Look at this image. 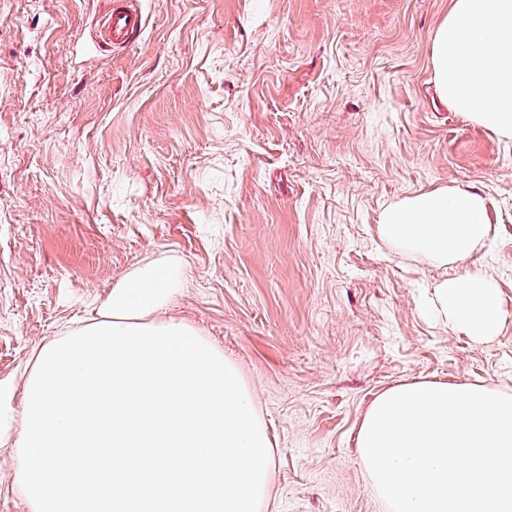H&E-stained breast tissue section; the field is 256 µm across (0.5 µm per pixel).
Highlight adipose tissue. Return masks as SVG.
Returning a JSON list of instances; mask_svg holds the SVG:
<instances>
[{
  "label": "adipose tissue",
  "instance_id": "adipose-tissue-1",
  "mask_svg": "<svg viewBox=\"0 0 512 512\" xmlns=\"http://www.w3.org/2000/svg\"><path fill=\"white\" fill-rule=\"evenodd\" d=\"M433 80L450 107L502 139H512V0H450L431 43ZM380 237L401 255L453 266L490 245L486 198L460 186L436 187L383 210ZM438 319L477 343L501 332L505 311L497 282L475 268L439 283Z\"/></svg>",
  "mask_w": 512,
  "mask_h": 512
}]
</instances>
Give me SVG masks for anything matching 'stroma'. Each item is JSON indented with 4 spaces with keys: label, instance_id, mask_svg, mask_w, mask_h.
<instances>
[{
    "label": "stroma",
    "instance_id": "obj_1",
    "mask_svg": "<svg viewBox=\"0 0 512 512\" xmlns=\"http://www.w3.org/2000/svg\"><path fill=\"white\" fill-rule=\"evenodd\" d=\"M114 0H0V381L93 318L142 261H183L160 312L237 362L274 443L262 512H386L357 435L411 382L512 393V140L439 99L448 0H140L128 48L91 44ZM456 184L496 246L453 267L393 252L385 206ZM483 267L501 332L431 318ZM0 512H30L0 450Z\"/></svg>",
    "mask_w": 512,
    "mask_h": 512
}]
</instances>
